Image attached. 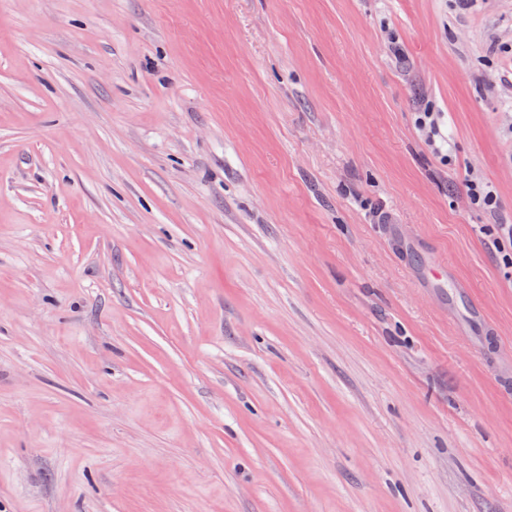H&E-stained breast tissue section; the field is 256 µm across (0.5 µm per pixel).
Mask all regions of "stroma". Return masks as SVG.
Segmentation results:
<instances>
[{
	"mask_svg": "<svg viewBox=\"0 0 512 512\" xmlns=\"http://www.w3.org/2000/svg\"><path fill=\"white\" fill-rule=\"evenodd\" d=\"M490 222L512 0H0V512H512ZM415 119V123L418 131L424 137L425 142L430 146L436 153L442 155L444 161H448V154H443L446 147L448 150V138L442 131L441 117L438 112H430L424 110V112H418ZM466 187L467 198L473 208L484 211L490 216L495 214L497 193L488 181L471 177L466 180Z\"/></svg>",
	"mask_w": 512,
	"mask_h": 512,
	"instance_id": "obj_1",
	"label": "stroma"
}]
</instances>
